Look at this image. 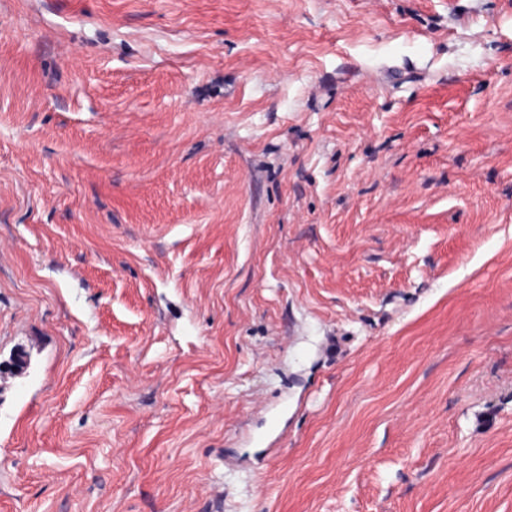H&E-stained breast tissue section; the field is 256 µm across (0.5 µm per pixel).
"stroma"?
<instances>
[{
  "label": "stroma",
  "mask_w": 512,
  "mask_h": 512,
  "mask_svg": "<svg viewBox=\"0 0 512 512\" xmlns=\"http://www.w3.org/2000/svg\"><path fill=\"white\" fill-rule=\"evenodd\" d=\"M0 512H512V0H0Z\"/></svg>",
  "instance_id": "35a3bbf8"
}]
</instances>
